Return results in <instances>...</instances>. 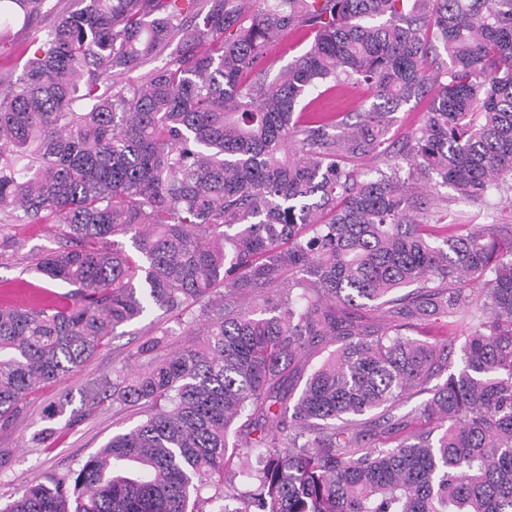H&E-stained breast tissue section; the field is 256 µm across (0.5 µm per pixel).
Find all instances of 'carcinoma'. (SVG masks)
<instances>
[{"label":"carcinoma","mask_w":512,"mask_h":512,"mask_svg":"<svg viewBox=\"0 0 512 512\" xmlns=\"http://www.w3.org/2000/svg\"><path fill=\"white\" fill-rule=\"evenodd\" d=\"M42 2L0 0L1 51ZM295 29L311 47L271 73ZM23 53L0 76V222L56 226L35 269L75 292L0 306V426L153 306L192 340L162 352V324L49 404L36 447L104 408L143 420L0 512H512V225L426 202L512 175V0H77ZM345 83L374 92L355 120L297 111ZM426 95L406 166L359 179ZM441 318L468 334L407 335Z\"/></svg>","instance_id":"1"}]
</instances>
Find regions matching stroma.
<instances>
[{
  "mask_svg": "<svg viewBox=\"0 0 512 512\" xmlns=\"http://www.w3.org/2000/svg\"><path fill=\"white\" fill-rule=\"evenodd\" d=\"M371 89L363 84L339 85L316 90L301 103L305 111L321 110L351 115L367 110L373 103ZM436 196L448 202V216L461 224H512V192L492 194L471 202L460 199L447 186L437 187ZM5 243H0V305L32 306L61 302L72 293L71 285L50 281L34 269L38 254L60 247L61 242L47 224H10L5 226ZM162 317L159 309L140 320L118 328L108 343L58 382L44 386L24 400L14 424L0 430V448L10 449L9 458L0 463V503L16 498L30 485L51 474L78 468L117 433L141 420L133 409L121 413L101 410L79 426L59 434L53 447L36 448L31 434L41 425V411L60 395L77 391L89 379L111 372L129 351L135 350L147 332Z\"/></svg>",
  "mask_w": 512,
  "mask_h": 512,
  "instance_id": "35a3bbf8",
  "label": "stroma"
}]
</instances>
